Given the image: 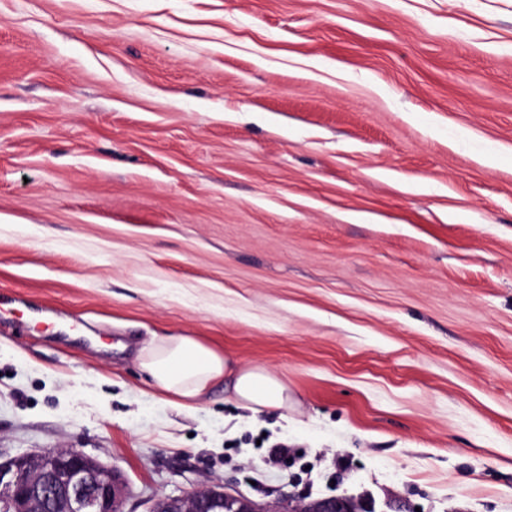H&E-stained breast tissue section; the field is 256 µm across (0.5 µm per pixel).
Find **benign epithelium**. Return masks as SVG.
I'll use <instances>...</instances> for the list:
<instances>
[{
  "mask_svg": "<svg viewBox=\"0 0 512 512\" xmlns=\"http://www.w3.org/2000/svg\"><path fill=\"white\" fill-rule=\"evenodd\" d=\"M125 485L112 467L74 448H52L0 460V512H122ZM149 512H376L372 500L347 492L290 496L272 505L208 485L155 500Z\"/></svg>",
  "mask_w": 512,
  "mask_h": 512,
  "instance_id": "obj_1",
  "label": "benign epithelium"
}]
</instances>
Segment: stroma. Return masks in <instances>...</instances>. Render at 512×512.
I'll use <instances>...</instances> for the list:
<instances>
[{
    "instance_id": "obj_1",
    "label": "stroma",
    "mask_w": 512,
    "mask_h": 512,
    "mask_svg": "<svg viewBox=\"0 0 512 512\" xmlns=\"http://www.w3.org/2000/svg\"><path fill=\"white\" fill-rule=\"evenodd\" d=\"M162 336L287 414L178 407ZM46 448L125 512H512V0H0V457ZM138 360L157 387L183 401L197 399L229 371L224 356L188 336L157 338ZM231 374L234 396L247 409L254 413L288 409V387L276 375L258 367L238 369ZM149 512H384L376 511L372 500L347 492L311 498L282 499L276 505L234 495L224 484L208 485L181 496H163L155 500Z\"/></svg>"
}]
</instances>
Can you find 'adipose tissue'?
<instances>
[{
	"label": "adipose tissue",
	"instance_id": "ef3b65f1",
	"mask_svg": "<svg viewBox=\"0 0 512 512\" xmlns=\"http://www.w3.org/2000/svg\"><path fill=\"white\" fill-rule=\"evenodd\" d=\"M141 369L161 390L184 400L200 397L214 382L233 373V393L255 413L287 408L288 388L262 368L230 371L227 359L187 336H163L142 347Z\"/></svg>",
	"mask_w": 512,
	"mask_h": 512
}]
</instances>
